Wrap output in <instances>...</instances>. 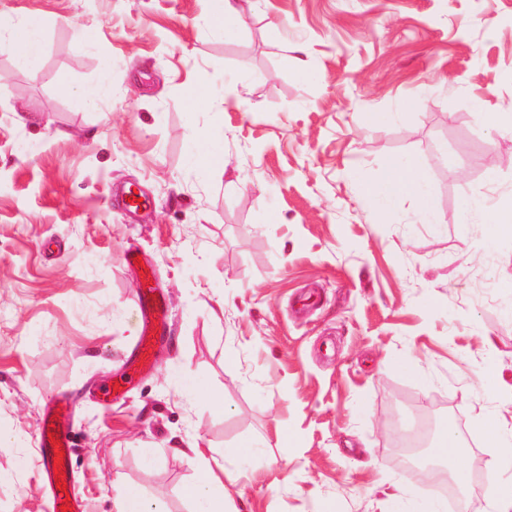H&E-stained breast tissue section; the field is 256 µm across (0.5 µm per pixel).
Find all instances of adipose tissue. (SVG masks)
<instances>
[{"instance_id":"obj_1","label":"adipose tissue","mask_w":512,"mask_h":512,"mask_svg":"<svg viewBox=\"0 0 512 512\" xmlns=\"http://www.w3.org/2000/svg\"><path fill=\"white\" fill-rule=\"evenodd\" d=\"M43 45V26L38 17H12L0 14V49L23 54L28 60H37ZM367 198L379 211H387L403 198L416 201L426 221L437 218V204L429 194L422 164L412 157L386 159L381 176L369 184ZM463 222L484 225L489 237H512V199L496 207H487L484 200L464 195L459 204ZM487 445L492 453L489 480L493 489L491 512H512V425L499 419H482ZM232 473L218 475L210 462H203L201 476L187 485L183 493L187 498L201 501V512H228L227 488L235 484Z\"/></svg>"}]
</instances>
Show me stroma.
Masks as SVG:
<instances>
[{"instance_id":"1","label":"stroma","mask_w":512,"mask_h":512,"mask_svg":"<svg viewBox=\"0 0 512 512\" xmlns=\"http://www.w3.org/2000/svg\"><path fill=\"white\" fill-rule=\"evenodd\" d=\"M240 7L227 40L210 0H0L45 23L37 66L0 50V512H53L37 427L61 397L76 401L81 512H115L127 485L199 512L180 490L215 456L242 474L237 512H428L431 474H404L391 448L454 410L473 512H488L477 419L512 422V237L486 241L457 209L465 193L512 197V130L483 120L512 105V0ZM293 49L313 78L282 68ZM188 84L243 105L195 111ZM371 112L395 119L373 129ZM216 133L223 159L199 169ZM408 155L440 223L409 198L380 215L363 193L385 157ZM129 187L146 200L134 213ZM146 266L167 324L152 366L108 397L137 345ZM192 378L222 408L182 388ZM241 444L251 457L227 456Z\"/></svg>"}]
</instances>
